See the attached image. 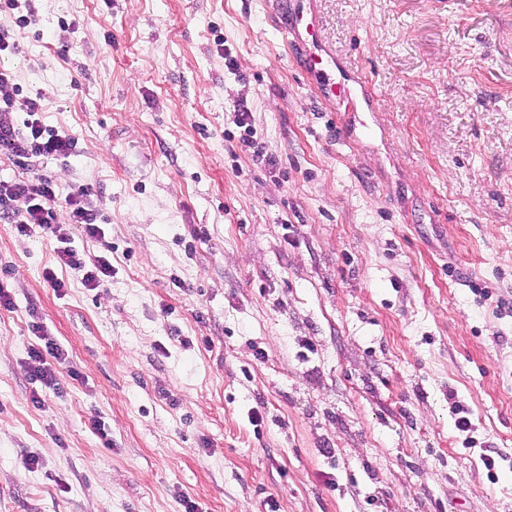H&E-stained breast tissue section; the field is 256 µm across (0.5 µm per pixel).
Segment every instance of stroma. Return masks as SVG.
Returning <instances> with one entry per match:
<instances>
[{
  "label": "stroma",
  "mask_w": 512,
  "mask_h": 512,
  "mask_svg": "<svg viewBox=\"0 0 512 512\" xmlns=\"http://www.w3.org/2000/svg\"><path fill=\"white\" fill-rule=\"evenodd\" d=\"M297 5L377 111L318 99L279 0L0 12L77 142L0 179L87 188L112 263L58 294L0 223V512H512V0ZM32 329L40 340H44V349H38L32 346L29 350V358L31 360L30 374L33 381H38L47 388L58 386L56 372L57 368L47 363L46 355L54 358L58 366L62 365L66 360L62 347L53 339H49L43 330V326L33 323ZM45 353V354H44Z\"/></svg>",
  "instance_id": "1"
}]
</instances>
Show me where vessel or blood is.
Here are the masks:
<instances>
[{
    "label": "vessel or blood",
    "mask_w": 512,
    "mask_h": 512,
    "mask_svg": "<svg viewBox=\"0 0 512 512\" xmlns=\"http://www.w3.org/2000/svg\"><path fill=\"white\" fill-rule=\"evenodd\" d=\"M288 22L284 27L286 35L294 39L309 37L312 48L306 51L302 66L309 74L319 80L327 99L336 100L348 111L370 112L374 109L373 99L360 94L357 82L352 78H340L336 75L337 64L334 54L321 44L320 27L316 14H306L295 8H288Z\"/></svg>",
    "instance_id": "vessel-or-blood-1"
}]
</instances>
